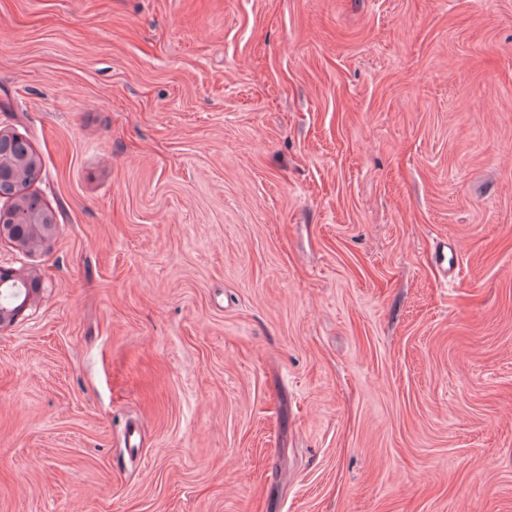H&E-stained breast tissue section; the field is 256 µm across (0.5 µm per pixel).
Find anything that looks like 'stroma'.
I'll return each mask as SVG.
<instances>
[{
    "mask_svg": "<svg viewBox=\"0 0 512 512\" xmlns=\"http://www.w3.org/2000/svg\"><path fill=\"white\" fill-rule=\"evenodd\" d=\"M0 128V512H512V0H0ZM26 156L27 141L23 137L0 132V241H9L19 252L28 255L49 246L56 235V227L50 222V216L54 220L52 213L49 215L38 206L30 207L15 189L12 192H5L10 187L14 188L16 165ZM11 217L25 224L28 232L37 239V247L34 250L24 248L8 236L4 223Z\"/></svg>",
    "mask_w": 512,
    "mask_h": 512,
    "instance_id": "35a3bbf8",
    "label": "stroma"
}]
</instances>
